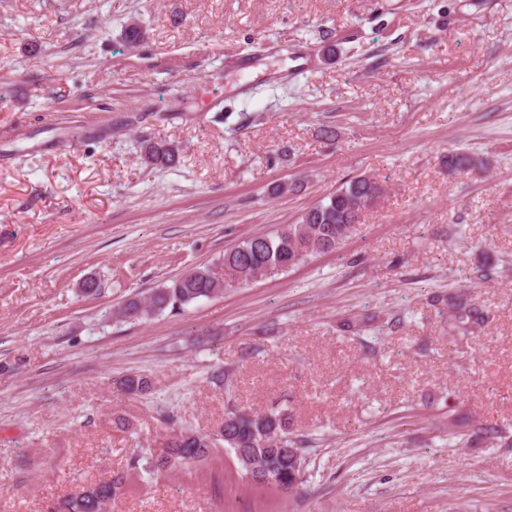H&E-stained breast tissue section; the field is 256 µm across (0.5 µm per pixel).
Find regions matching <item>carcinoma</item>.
Listing matches in <instances>:
<instances>
[{
	"mask_svg": "<svg viewBox=\"0 0 512 512\" xmlns=\"http://www.w3.org/2000/svg\"><path fill=\"white\" fill-rule=\"evenodd\" d=\"M178 154L176 145L159 137L143 141L142 160L149 166L165 167ZM479 165L474 157L448 153V168L469 169ZM382 188L372 178L359 175L343 183L325 199L309 208L299 223L272 233H257L224 252L220 265L224 279H219L209 266H197L152 289L145 297H133L111 315L115 320H143L167 311L177 314L199 300L213 298L224 286L246 287L258 279L273 278L302 263L315 254L336 253L343 248L354 225L360 223L363 212L381 196ZM434 306L448 313V336L452 339L477 337L487 326L489 314L466 288H458L433 298ZM120 385L130 395L147 392L151 383L139 374L126 376ZM500 431L491 424L479 426L448 413V440L457 445L474 441L490 444L500 440ZM303 440L288 432L281 414L267 412L250 414L231 411L216 434L181 430L168 443L165 453L147 460L132 458L128 474H117L112 480L84 490V496H71L61 506L62 512H107L121 490L142 469L150 475L166 472L173 466H194L214 456L224 447L234 455L238 470L247 476L263 475L266 484L277 488L302 484L307 457Z\"/></svg>",
	"mask_w": 512,
	"mask_h": 512,
	"instance_id": "cac0c4a2",
	"label": "carcinoma"
}]
</instances>
